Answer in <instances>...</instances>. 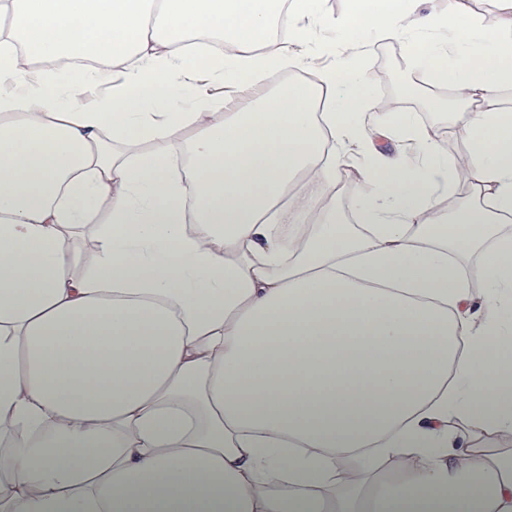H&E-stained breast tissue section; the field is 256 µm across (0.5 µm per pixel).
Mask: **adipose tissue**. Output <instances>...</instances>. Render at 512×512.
<instances>
[{
  "mask_svg": "<svg viewBox=\"0 0 512 512\" xmlns=\"http://www.w3.org/2000/svg\"><path fill=\"white\" fill-rule=\"evenodd\" d=\"M353 2L346 54L228 113L193 81L301 64L254 44L320 0H0V512H512V0ZM367 33L465 99L462 159L378 111ZM377 136L420 156L374 150L342 223ZM454 12H467L478 17L486 27H492L497 15V5L493 0H453ZM334 196L329 199L336 208V217L346 224H355L354 214L359 206V194L356 180L343 176L342 180L336 182Z\"/></svg>",
  "mask_w": 512,
  "mask_h": 512,
  "instance_id": "adipose-tissue-1",
  "label": "adipose tissue"
}]
</instances>
